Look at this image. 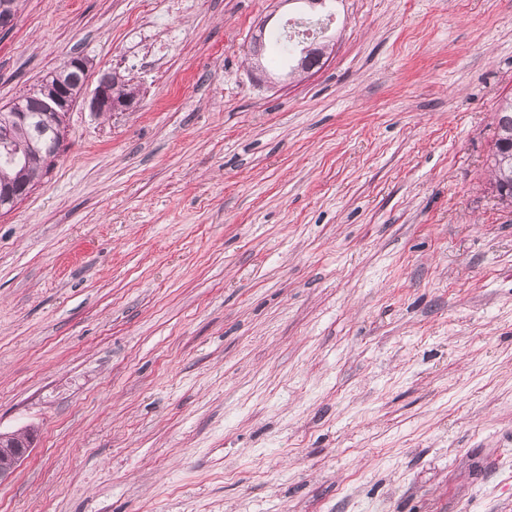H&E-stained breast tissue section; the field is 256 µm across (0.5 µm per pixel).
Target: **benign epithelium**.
I'll use <instances>...</instances> for the list:
<instances>
[{
    "instance_id": "1",
    "label": "benign epithelium",
    "mask_w": 512,
    "mask_h": 512,
    "mask_svg": "<svg viewBox=\"0 0 512 512\" xmlns=\"http://www.w3.org/2000/svg\"><path fill=\"white\" fill-rule=\"evenodd\" d=\"M16 23V13L9 0H0V33L10 31ZM89 71V61L84 56H71L64 60L55 71L43 78L35 88L29 90L17 101L14 118L23 123L28 113L39 106H46L54 112L69 110L78 98L76 87L71 82L72 71ZM136 100V96L116 98L112 95V75L105 73L93 93L90 107L102 114L125 112ZM34 448V435L28 431L4 433L0 431V484L9 480L30 455Z\"/></svg>"
}]
</instances>
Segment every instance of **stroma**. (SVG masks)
Returning <instances> with one entry per match:
<instances>
[{
	"instance_id": "obj_1",
	"label": "stroma",
	"mask_w": 512,
	"mask_h": 512,
	"mask_svg": "<svg viewBox=\"0 0 512 512\" xmlns=\"http://www.w3.org/2000/svg\"><path fill=\"white\" fill-rule=\"evenodd\" d=\"M295 0H21L0 106L79 101L0 213V512H512V207L490 184L512 0H336L269 89ZM267 42L268 44H272L273 46H275L285 60H287L289 57L296 60L297 65L298 60L304 55L305 50L312 44L313 41H311L309 45H306L299 49L297 58L296 50L294 49L293 44L291 43L292 41H290L289 39L287 40L286 37L281 34H266L262 27L260 29V34L257 37H255L254 40L251 42L249 52L259 57L262 56L263 52L266 50ZM296 65L292 66V70L295 69ZM112 79L113 78L110 73H105L100 77L99 83L90 101V107L94 112H99L102 114L111 112H125L133 106L137 94L126 98L114 97L125 96L130 91H132L133 88H131L128 84H125V82L117 81L113 84L112 91ZM34 435L29 431H0V483L9 480L34 448Z\"/></svg>"
}]
</instances>
